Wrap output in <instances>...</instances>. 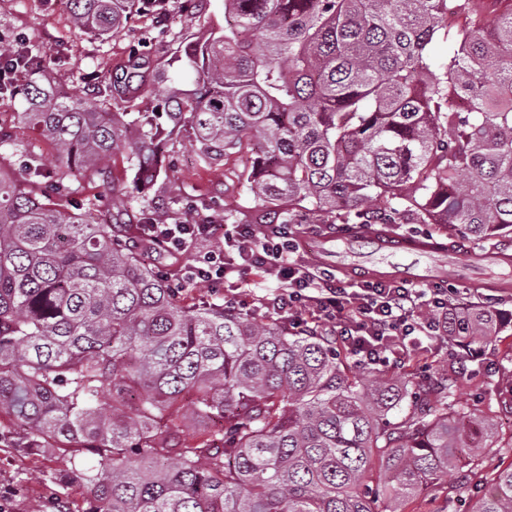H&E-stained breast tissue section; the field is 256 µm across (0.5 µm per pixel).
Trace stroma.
<instances>
[{"label":"stroma","instance_id":"obj_1","mask_svg":"<svg viewBox=\"0 0 512 512\" xmlns=\"http://www.w3.org/2000/svg\"><path fill=\"white\" fill-rule=\"evenodd\" d=\"M224 25V0H170L165 16L143 14L132 17L114 37L101 39L74 29L66 0H0V41L19 50L43 51L44 70L48 78L65 90H78L96 104L117 112H141L150 108L152 100L145 94L112 100L98 91L94 79L105 69L119 70L129 54H143L151 68H159L201 35ZM12 142L0 148V158L8 164H21L24 157L41 158L46 167L55 164L51 145L35 130L14 125ZM167 167L166 178L160 179L141 195L136 189L125 159L115 158L107 176L78 175L73 179L75 192L69 205L113 208L120 222L140 221L151 208L173 207L178 223L220 224L225 214H251L258 202L246 180L248 150L211 165L200 155L195 143L181 135L163 144ZM121 184L123 191L115 197H99L102 179ZM357 255L354 267L346 278L365 275L404 283L430 284L442 281L450 288L452 303L464 307H480L499 312L504 323L503 341L486 346L476 353L432 340L428 343L427 360L413 361L396 368H387L391 377L413 373L423 381L434 376L436 368L447 367L449 373L462 378L459 390L461 403L483 399L495 409L494 426L499 440L512 441V414L497 411L496 405L506 397L512 381L503 376L499 365L507 344L512 343V298H502L483 289L489 277L486 264H458L441 250L420 257L417 265L407 271L391 268L388 260L375 251L372 244L361 241L353 248ZM9 459L8 467L0 469V498L5 499L8 512H31L46 487L49 473L63 474L71 465L57 452L35 455L11 454L7 444L0 443V459Z\"/></svg>","mask_w":512,"mask_h":512}]
</instances>
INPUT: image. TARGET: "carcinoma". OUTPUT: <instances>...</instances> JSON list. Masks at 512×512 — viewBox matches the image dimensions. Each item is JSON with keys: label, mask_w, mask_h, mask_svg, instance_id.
Wrapping results in <instances>:
<instances>
[{"label": "carcinoma", "mask_w": 512, "mask_h": 512, "mask_svg": "<svg viewBox=\"0 0 512 512\" xmlns=\"http://www.w3.org/2000/svg\"><path fill=\"white\" fill-rule=\"evenodd\" d=\"M224 0V31L152 74L132 54L104 91L148 89L131 120L43 75L1 84L19 123L55 151L0 168V415L20 455L55 449L86 488L77 512H402L429 488L453 512H512V462L490 470L488 412L375 367L351 371L329 337L220 303L190 304L142 246L91 209L64 211L76 171L126 157L141 190L167 175L165 138L187 132L210 164L250 145L260 208L234 224H433L453 255L512 234V0ZM74 28L113 36L165 0H68ZM448 55L437 58L438 36ZM462 95L469 107L451 101ZM458 236L457 245L441 237ZM448 341L487 345L495 320L467 311ZM409 401L411 414L394 410Z\"/></svg>", "instance_id": "1"}]
</instances>
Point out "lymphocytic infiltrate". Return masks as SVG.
Returning a JSON list of instances; mask_svg holds the SVG:
<instances>
[{"label":"lymphocytic infiltrate","mask_w":512,"mask_h":512,"mask_svg":"<svg viewBox=\"0 0 512 512\" xmlns=\"http://www.w3.org/2000/svg\"><path fill=\"white\" fill-rule=\"evenodd\" d=\"M143 239L172 255L188 253L193 244L209 242L180 266L177 279L187 286L233 285L229 305L239 304V289L249 271L280 283L258 306L287 314L292 328L332 327L341 347L358 363L394 366L420 348L423 339L447 337L460 315L440 285L406 287L364 279L339 285L334 270L302 260L301 244L287 224H148Z\"/></svg>","instance_id":"lymphocytic-infiltrate-1"}]
</instances>
